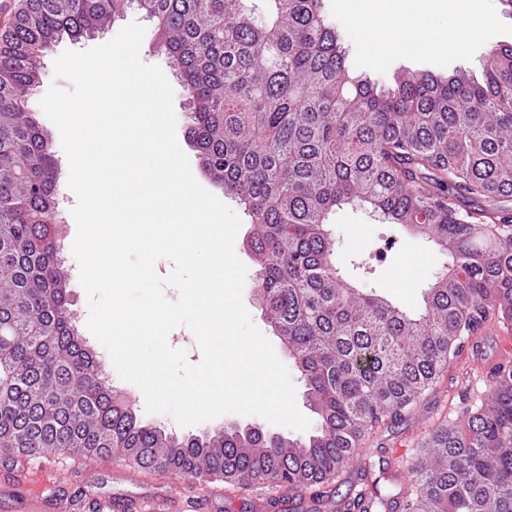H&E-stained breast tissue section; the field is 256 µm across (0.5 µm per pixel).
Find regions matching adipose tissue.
I'll list each match as a JSON object with an SVG mask.
<instances>
[{
  "label": "adipose tissue",
  "instance_id": "obj_1",
  "mask_svg": "<svg viewBox=\"0 0 512 512\" xmlns=\"http://www.w3.org/2000/svg\"><path fill=\"white\" fill-rule=\"evenodd\" d=\"M399 0H343L352 15L350 32L360 44L364 61L381 66L394 54L411 55L420 50L454 53L465 49L484 23L472 11V0H451L452 8L443 24L428 20L427 8L441 0H429L428 6L413 11L398 10Z\"/></svg>",
  "mask_w": 512,
  "mask_h": 512
}]
</instances>
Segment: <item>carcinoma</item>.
Here are the masks:
<instances>
[{"label":"carcinoma","instance_id":"cac0c4a2","mask_svg":"<svg viewBox=\"0 0 512 512\" xmlns=\"http://www.w3.org/2000/svg\"><path fill=\"white\" fill-rule=\"evenodd\" d=\"M19 0L0 34V451L112 454L242 490L313 487L320 504L367 436L402 423L486 322L512 323V45L483 79L350 71L321 0ZM155 21L190 99L202 170L250 218L255 300L306 386V438L144 423L104 376L68 308L58 164L29 107L42 60L131 5ZM358 205L432 242L448 263L417 314L347 277L328 216ZM417 449L416 478L379 480L336 512H512V358Z\"/></svg>","mask_w":512,"mask_h":512}]
</instances>
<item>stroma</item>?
<instances>
[{"label": "stroma", "mask_w": 512, "mask_h": 512, "mask_svg": "<svg viewBox=\"0 0 512 512\" xmlns=\"http://www.w3.org/2000/svg\"><path fill=\"white\" fill-rule=\"evenodd\" d=\"M481 8L492 15L493 20L480 29L464 54L449 55L420 52L412 56H395L380 67H367L362 63L361 50L350 36V17L341 7L339 0H322V9L335 24L346 49L347 65L357 74L374 81L393 85L396 76L405 70L429 72L447 76L462 71L480 77L482 65L488 51L501 44H512V10L506 9L502 0H480ZM136 22L145 27L146 32L141 46V59L144 63L160 66L174 90L173 107L176 116V136L178 143L187 155L191 170L197 181L216 196H224V190L207 177L199 167L195 151L187 141L189 127L188 94L180 85L167 59L164 47L154 36L152 21L137 9H130L109 27L105 33L86 38L78 43L63 42L61 50H87L104 44L114 38L129 23ZM36 117L47 131L51 150L61 168V184L58 187L59 210L64 219L63 236L65 241H74L77 226L72 216L73 194L66 181L69 171L67 157L61 146V138L56 126L44 112ZM329 228L338 242L341 260H357L360 269L353 275L360 286L376 289L391 302L408 310H419L423 304V294L446 261L437 247L409 233L397 224H386L371 210L345 205L337 208L329 217ZM498 352L495 337L483 340L482 355L465 350L462 355L450 361L447 371L441 377L436 390L420 402L416 413L404 425L395 428H382L365 444L357 461L343 473L342 490H357L362 485L361 472L371 469L372 473L396 466L397 461L391 455L392 449L416 448L418 442L428 435L449 412L451 404L460 400L475 401L482 398L488 387V381L480 368L479 359L493 360ZM107 375L112 386L123 392L135 408L142 413L143 422L162 427L166 430H182L183 434L204 435L224 428L227 425L242 428L257 427L269 434L283 433L296 437V430L279 428L259 416H241L234 413L224 414L216 419L200 424L178 427L175 420L166 414L145 413V399L135 385L123 381L114 366H107Z\"/></svg>", "instance_id": "obj_1"}]
</instances>
